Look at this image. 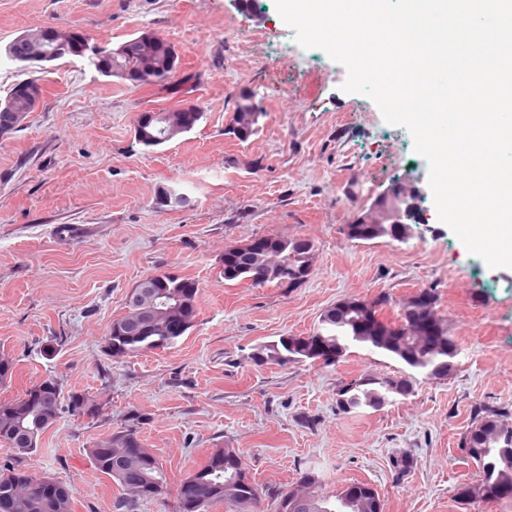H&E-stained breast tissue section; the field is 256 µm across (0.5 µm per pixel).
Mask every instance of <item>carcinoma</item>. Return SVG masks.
I'll return each instance as SVG.
<instances>
[{
  "label": "carcinoma",
  "mask_w": 512,
  "mask_h": 512,
  "mask_svg": "<svg viewBox=\"0 0 512 512\" xmlns=\"http://www.w3.org/2000/svg\"><path fill=\"white\" fill-rule=\"evenodd\" d=\"M126 54L117 58L125 68L135 67L141 62L138 37L124 41ZM266 117L264 112H241L234 118L239 131L229 129L226 134L240 141H246L260 130V120ZM278 245V263L275 274L261 277V273L253 260L245 253L238 261V274L233 277L236 282L251 281L253 286H264L275 283L295 287L298 280H291L293 274L311 264L313 245L306 239L270 237ZM155 292L163 295V299L173 304L175 300L170 293L177 290L181 278H172L170 273L157 271L154 273ZM198 288L195 282L186 280L184 293L188 301L186 325L181 332H174L161 325L153 327L148 333L140 336H127L117 331L127 319L123 314L112 321L107 337L112 340L114 358L131 357L154 348H167L175 345L190 330L197 317L196 296ZM385 305L383 300L370 302L348 300L325 310L321 315L314 335L322 336L343 348L356 344L372 351L381 352L411 370V373L400 377L376 378L370 375L353 379L341 385L337 392L336 407L343 413L353 409L367 407L378 410L392 403L399 393L393 389V382L412 383L415 375L424 377L444 378L453 370L448 351L442 346L448 345V327L442 321H436V332L439 340L434 346L423 343L422 335L415 331L414 307L412 301L405 303L399 313L396 324L385 325L388 336L379 339L366 336L359 327V320L365 311L379 312ZM295 337L281 336L276 341L261 344L254 349L257 356L266 355L278 359V364L287 366L309 360L300 350L289 348V341ZM43 388L42 400L28 404L29 392L10 400L0 401V446L9 448L13 453V464L0 468V512H71L73 490H65L64 497L55 503H46L34 493V487L41 479L30 475L21 468L22 460L36 452L37 446L32 444V434L44 433L41 424L44 418L57 420L61 404H66L67 412L72 416H95L99 413L95 400L84 393L63 395L62 385L54 376H47L38 382ZM503 411L493 406L479 405L474 408L471 425L463 436L460 445L468 460L472 461L481 472V478L473 483L462 486L459 497L474 508L481 504L502 498L501 489L512 486V426L502 422ZM137 431L125 429L112 433L107 443L112 445L109 453L104 456L97 454L98 445L88 449L93 466L108 476L126 493L123 508L131 507L137 500H147L161 496L167 487V475L164 466L152 449L146 454L132 458L128 452V443H137ZM134 465L142 467L146 480L141 488L134 490L127 487L122 480L123 471ZM188 479L200 486L201 500L188 503L177 497L175 512H207L214 505H228L234 512H246L241 500L254 506L260 499L258 484L249 478L239 454L228 448H217L211 452L203 465L188 476ZM241 482L235 487L238 495L224 494V486L229 482ZM320 483H315L309 491L307 512H377L376 505L369 503L364 508L347 506L342 494L326 495L319 490ZM273 512H294L291 499L295 491H277L269 493Z\"/></svg>",
  "instance_id": "1"
}]
</instances>
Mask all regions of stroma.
<instances>
[{"label":"stroma","mask_w":512,"mask_h":512,"mask_svg":"<svg viewBox=\"0 0 512 512\" xmlns=\"http://www.w3.org/2000/svg\"><path fill=\"white\" fill-rule=\"evenodd\" d=\"M77 25L117 46L151 31L181 66L169 89L132 87L72 57L19 69L6 45L36 26ZM345 68L305 49L276 0H0V98L19 79L43 82L24 124L0 139V351L14 362L0 399L54 374L64 392L97 401L94 417L60 415L26 471L74 489L73 512H119L122 490L88 450L134 427L161 459L167 488L132 512H174L182 481L217 448L235 449L262 487L291 489L316 472L323 492L360 481L384 512H471L458 492L479 471L459 442L475 406L512 425V268H489L438 218L428 163L410 131L367 96L343 91ZM249 90L265 112L247 141L227 135ZM194 107L195 128L144 148L140 113ZM423 193L426 223L400 243L346 229L392 181ZM170 188L187 204L158 208ZM258 236L311 241L295 288L228 282L224 249ZM196 282L198 316L177 345L115 359L105 349L128 295L156 270ZM434 289L458 354L447 378L416 377L413 393L375 411L336 408L363 375L393 377L396 360L351 347L335 365L281 367L251 355L306 336L339 302L385 299V321ZM411 468L396 474L394 460Z\"/></svg>","instance_id":"stroma-1"}]
</instances>
